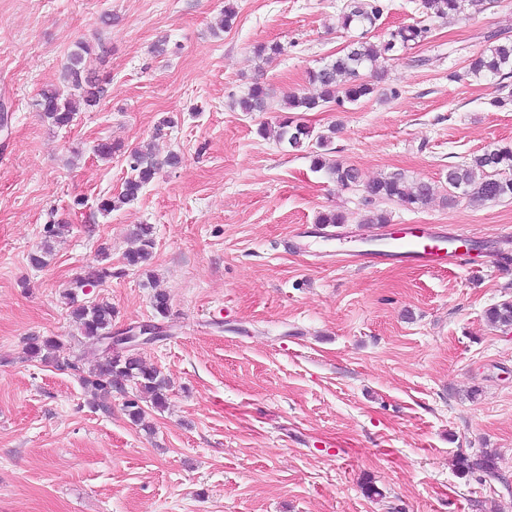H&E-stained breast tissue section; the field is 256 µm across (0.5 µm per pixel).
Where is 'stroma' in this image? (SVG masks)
<instances>
[{"mask_svg": "<svg viewBox=\"0 0 512 512\" xmlns=\"http://www.w3.org/2000/svg\"><path fill=\"white\" fill-rule=\"evenodd\" d=\"M226 1L0 0V512H512V327L486 317L512 300V265L354 263L374 211L483 245L512 228V200H446L449 165L512 143V110L490 105L496 82L465 73L488 34L512 39V0L431 19L372 96L304 115L319 132L338 125L327 157L364 179L435 186L413 210L366 204L314 170L309 149L258 133L357 37L337 25L345 0H230L222 30ZM81 41L106 49L92 64L106 92L57 129L33 102ZM272 43L280 54L257 57ZM256 81L268 109L241 111ZM103 139L122 146L112 160L94 153ZM147 144L180 164L102 215L127 150ZM330 211L348 220L325 238L316 220ZM52 221L68 229L33 267ZM139 224L154 231L145 270L124 260ZM102 247L112 278L79 302H111L113 334L164 331L131 349L171 381L141 424L125 411L134 383L100 402L64 366L106 357L84 349L63 299ZM29 336L57 339V361L24 360ZM486 453L494 471L457 464Z\"/></svg>", "mask_w": 512, "mask_h": 512, "instance_id": "obj_1", "label": "stroma"}]
</instances>
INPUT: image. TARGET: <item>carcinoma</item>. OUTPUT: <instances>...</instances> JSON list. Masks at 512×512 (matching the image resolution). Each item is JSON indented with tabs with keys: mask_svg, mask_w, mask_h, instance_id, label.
Returning <instances> with one entry per match:
<instances>
[{
	"mask_svg": "<svg viewBox=\"0 0 512 512\" xmlns=\"http://www.w3.org/2000/svg\"><path fill=\"white\" fill-rule=\"evenodd\" d=\"M497 0H422V8L427 17L443 19L455 16L466 9L482 12ZM385 9V0H349L338 16L340 27L374 28ZM430 28L422 22L402 25L388 33L387 38L373 42L365 36L353 40L342 49L335 58L323 63L309 72V83L318 89V93L293 94L283 104L282 111L289 113L277 125L276 139L288 143L289 147L300 150L315 141L317 151L313 152L314 168L325 166L321 150L328 147L336 126L326 133H317L306 125L298 112H318L331 104L342 107L347 103L356 104L370 96L374 82L381 81L386 75L382 62L391 59L392 53L399 49H412L424 42ZM492 43L468 63L466 74L476 78H497L499 96L490 105L502 109L512 107V40L497 39L490 36ZM96 54L95 47L79 44L71 52L63 71V88H45L40 91L34 106L42 118L55 128L71 125L75 112V103L81 101L93 106L103 97L105 82L89 69L88 62ZM269 89L260 81L254 82L247 95L238 101L244 112H264L268 108ZM180 157L170 153L159 159L151 151L134 149L128 155L130 176L124 182L122 191L116 196L100 200L98 210L108 215L125 205L133 203L142 189L149 184L161 165L176 166ZM330 174L344 187H363L365 200L396 202L407 209H416L428 203L433 195V187L425 181L410 182L401 173H391L372 180H364L361 172L354 166L337 163L330 167ZM448 201H454L456 190L481 202L512 200V145H493L460 163L448 166L446 177ZM62 225L47 224L44 227V239L38 251L30 255V263L35 267H44L52 256L51 241L58 236ZM138 246L125 254L126 265L142 268L150 265L155 246L151 227L141 224L133 232ZM112 277V267L93 265L84 275L77 277L70 289L64 294L67 303L72 305L71 316L76 323L84 343L91 347L101 346L102 337L112 331V305L104 300L90 304H76L77 291L89 285L103 283ZM487 318L499 327L512 326V300L491 307ZM59 348L52 337L30 336L27 338L25 355L28 359L39 358L48 361ZM74 372L82 387L95 394L110 395L114 390H123L126 382L135 383L139 395L126 403L128 415L139 422L145 415L140 403L148 402L155 408L165 405L168 380L156 368L145 367L138 358L129 355H111L94 368L86 370L80 361L66 364Z\"/></svg>",
	"mask_w": 512,
	"mask_h": 512,
	"instance_id": "obj_1",
	"label": "carcinoma"
}]
</instances>
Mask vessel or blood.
Wrapping results in <instances>:
<instances>
[{"mask_svg":"<svg viewBox=\"0 0 512 512\" xmlns=\"http://www.w3.org/2000/svg\"><path fill=\"white\" fill-rule=\"evenodd\" d=\"M388 249H368L359 252L361 264L376 266L382 261H397L415 268L434 271L454 265L471 263L468 247L471 235L451 233L436 224H406L388 234Z\"/></svg>","mask_w":512,"mask_h":512,"instance_id":"1","label":"vessel or blood"}]
</instances>
